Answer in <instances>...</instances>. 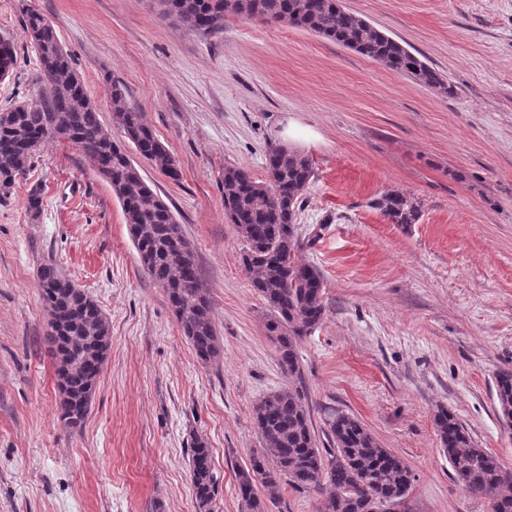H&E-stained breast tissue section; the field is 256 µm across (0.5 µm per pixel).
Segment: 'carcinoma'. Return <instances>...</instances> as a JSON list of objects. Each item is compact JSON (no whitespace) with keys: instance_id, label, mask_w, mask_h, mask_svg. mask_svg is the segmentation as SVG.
<instances>
[{"instance_id":"1","label":"carcinoma","mask_w":512,"mask_h":512,"mask_svg":"<svg viewBox=\"0 0 512 512\" xmlns=\"http://www.w3.org/2000/svg\"><path fill=\"white\" fill-rule=\"evenodd\" d=\"M159 15L188 24L194 32L219 34L224 16L234 14L286 23L354 50L416 83L448 94L447 77L383 31L348 11L342 0H157ZM39 59L40 97L0 111V200L8 198L18 177L32 165V143L47 139L68 142L82 156L103 164L129 226L139 259L165 291L172 311L196 357L204 364L220 356L211 302L201 287L192 247L170 207L154 192L133 161L104 128L84 86L74 82L69 55L48 19L34 10L24 19ZM112 122L136 154L176 180L174 159L151 126L112 84ZM268 177L249 170L224 168V210L243 239V268L250 286L268 306L266 329L273 338L279 365L290 376L301 373L299 343L325 320V283L321 271L302 263L298 212L315 176L311 160L285 146L267 154ZM393 224H415L420 204L392 191L372 201ZM38 287L46 301V341L56 359L61 399L60 420L76 428L86 419L110 345L107 318L99 305L53 262L40 266ZM499 413L512 423V371L497 374ZM305 395L296 386L265 394L252 407L260 448L249 467L238 471V494L247 512H265V499H275L281 483L319 495L317 512H402L413 476L407 464L376 440L356 416L330 413L316 433ZM434 422L453 477L491 512H512V472L478 447L466 427L448 409L437 410ZM192 492L197 512H211L216 492L211 453L202 438L190 448ZM265 497H260L258 488Z\"/></svg>"}]
</instances>
